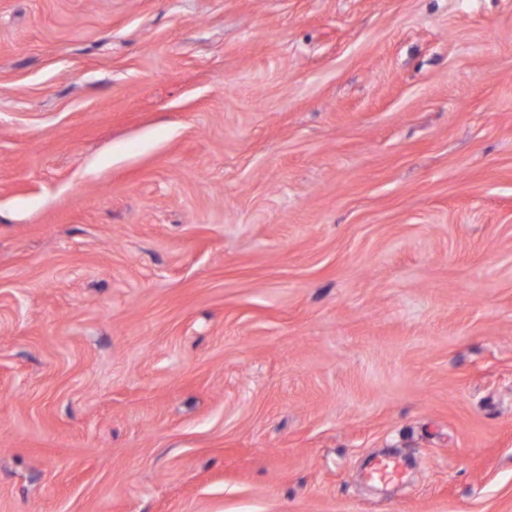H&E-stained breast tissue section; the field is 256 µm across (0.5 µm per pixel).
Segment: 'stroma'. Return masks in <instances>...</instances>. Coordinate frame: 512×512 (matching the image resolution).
<instances>
[{
  "label": "stroma",
  "mask_w": 512,
  "mask_h": 512,
  "mask_svg": "<svg viewBox=\"0 0 512 512\" xmlns=\"http://www.w3.org/2000/svg\"><path fill=\"white\" fill-rule=\"evenodd\" d=\"M0 512H512V0H0Z\"/></svg>",
  "instance_id": "1"
}]
</instances>
